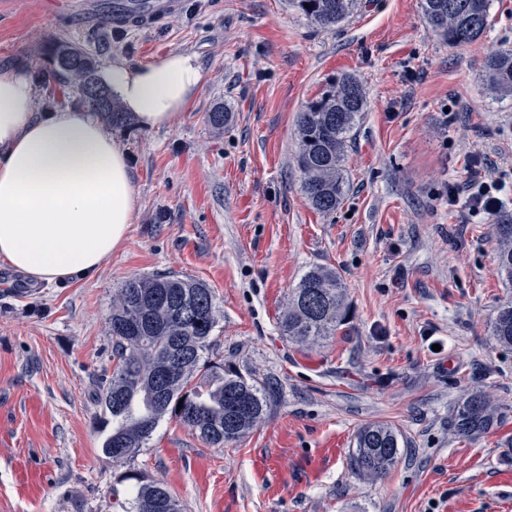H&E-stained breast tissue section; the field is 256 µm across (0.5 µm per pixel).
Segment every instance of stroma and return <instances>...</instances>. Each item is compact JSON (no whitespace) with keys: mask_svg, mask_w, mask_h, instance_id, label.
<instances>
[{"mask_svg":"<svg viewBox=\"0 0 512 512\" xmlns=\"http://www.w3.org/2000/svg\"><path fill=\"white\" fill-rule=\"evenodd\" d=\"M44 0L0 14V67H18L44 112L83 107L58 80L55 44H78L98 68L193 55L202 82L171 125L114 127L138 206L127 238L91 279L55 285L0 262V512H113L131 467L164 484L181 512H512V348L489 333L512 300L495 270L492 223L448 204L467 154L512 167V100L482 80L489 53L512 48V0L492 24L451 46L418 0H356L333 28L288 0H179L150 26L115 29L113 0ZM344 74L365 87L349 186L336 212L315 211L295 164V120ZM229 120L214 130L208 114ZM339 273L349 322L309 347L279 322L312 265ZM174 272L214 294L209 358L234 363L274 398L265 420L221 448L162 420L129 466L102 453L98 380L112 368L107 317L135 275ZM479 388L496 407L474 438L451 429ZM391 424L390 474L350 470L358 429Z\"/></svg>","mask_w":512,"mask_h":512,"instance_id":"obj_1","label":"stroma"}]
</instances>
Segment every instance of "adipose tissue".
Segmentation results:
<instances>
[{"instance_id":"ef3b65f1","label":"adipose tissue","mask_w":512,"mask_h":512,"mask_svg":"<svg viewBox=\"0 0 512 512\" xmlns=\"http://www.w3.org/2000/svg\"><path fill=\"white\" fill-rule=\"evenodd\" d=\"M114 97L147 128L170 125L202 81L172 53L104 71ZM28 78L0 67V259L34 281L91 278L126 239L138 196L127 154L92 112L33 110Z\"/></svg>"}]
</instances>
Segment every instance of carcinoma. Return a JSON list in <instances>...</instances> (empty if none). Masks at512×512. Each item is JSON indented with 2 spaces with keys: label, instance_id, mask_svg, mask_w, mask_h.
Segmentation results:
<instances>
[{
  "label": "carcinoma",
  "instance_id": "cac0c4a2",
  "mask_svg": "<svg viewBox=\"0 0 512 512\" xmlns=\"http://www.w3.org/2000/svg\"><path fill=\"white\" fill-rule=\"evenodd\" d=\"M313 24L334 26L354 7L355 0H292ZM492 0H418L428 25L450 46L470 43L488 28ZM57 74L79 88L101 81L93 59L79 47L63 44L56 51ZM483 79L501 99L512 98V49L489 55ZM107 100L82 94L87 107L114 125L127 122L120 102L106 90ZM366 107L360 81L343 75L309 102L296 120L295 161L301 188L310 205L330 214L347 190L345 162L353 129ZM496 270L512 286V213L495 225ZM339 274L323 266L309 268L300 278L280 325L289 339L320 345L347 324ZM112 336V374L102 382L99 401L109 427L102 451L112 462L133 460L159 422L178 420L215 448L237 441L267 414L269 389L248 379L231 364L213 363L205 353L215 328L213 293L199 280L168 272L133 276L112 297L108 319ZM496 342L512 348V301L500 305L490 323ZM494 423L490 401L474 392L458 403L453 432L475 437ZM400 455L397 431L387 423H371L357 433L350 457L359 476H386ZM120 480L133 482L122 512H180L174 496L143 472L128 470Z\"/></svg>",
  "mask_w": 512,
  "mask_h": 512
}]
</instances>
